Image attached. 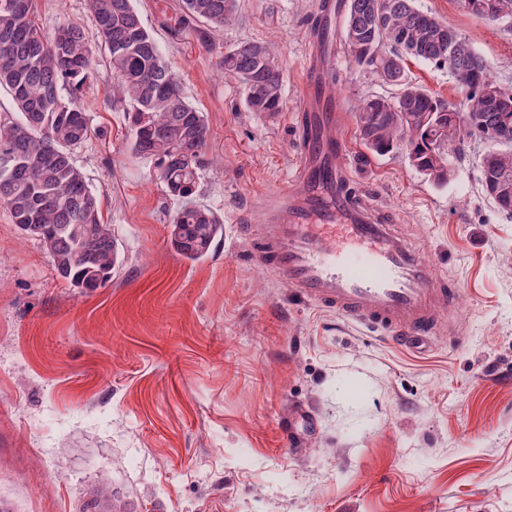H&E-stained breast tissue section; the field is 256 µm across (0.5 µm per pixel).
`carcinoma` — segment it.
<instances>
[{
    "mask_svg": "<svg viewBox=\"0 0 512 512\" xmlns=\"http://www.w3.org/2000/svg\"><path fill=\"white\" fill-rule=\"evenodd\" d=\"M458 5L485 20L512 17V0ZM88 9L112 65L113 101L127 111L130 150L154 161L156 180L178 202L170 245L186 260H202L224 231L214 212L194 200L210 134L206 117L187 100L134 0H88ZM238 9L239 0H183L184 12L214 32L233 25ZM343 28L349 61L397 90L365 96L355 106L368 151H402L418 173L443 184L448 157L479 138L500 144L479 158L483 191L512 173V91L492 97L502 87L491 77L490 62L452 25L416 0H347ZM409 58L448 69L463 100L440 99L415 83L406 71ZM221 67L242 87L246 111L265 118L281 111L276 47L240 40L224 48ZM94 69L95 50L82 25L66 21L46 31L36 21V0H0V88L10 91L16 107L0 115V204L19 232L42 244L57 275L83 291L109 286L119 260L110 225L101 220L100 194L72 156L92 135L79 91Z\"/></svg>",
    "mask_w": 512,
    "mask_h": 512,
    "instance_id": "1",
    "label": "carcinoma"
}]
</instances>
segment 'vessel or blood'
I'll return each mask as SVG.
<instances>
[{
	"instance_id": "vessel-or-blood-1",
	"label": "vessel or blood",
	"mask_w": 512,
	"mask_h": 512,
	"mask_svg": "<svg viewBox=\"0 0 512 512\" xmlns=\"http://www.w3.org/2000/svg\"><path fill=\"white\" fill-rule=\"evenodd\" d=\"M316 11L303 73L313 109L299 116L295 173L266 206L261 257L304 301L421 347L439 330L456 290L383 211L351 191L343 144L330 135L345 115L329 92L334 72L323 62L336 0H317Z\"/></svg>"
}]
</instances>
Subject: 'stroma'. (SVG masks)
<instances>
[{
    "label": "stroma",
    "mask_w": 512,
    "mask_h": 512,
    "mask_svg": "<svg viewBox=\"0 0 512 512\" xmlns=\"http://www.w3.org/2000/svg\"><path fill=\"white\" fill-rule=\"evenodd\" d=\"M208 119L200 204L223 236L205 259L170 247L175 203L129 148L99 61L82 95L97 133L74 152L119 243L108 287L81 292L0 205V512H512V217L485 196L472 139L447 183L404 154H371L336 129L351 187L403 226L459 292L450 331L424 353L296 298L258 260L265 204L300 157L301 71L316 0H240L223 32L182 22V0H135ZM454 26L512 90V22L456 0H416ZM45 29L92 30L87 0H39ZM240 39L282 54L284 101L246 112L220 67ZM336 57L346 108L390 86ZM451 101L447 70L408 60ZM314 427L299 446L296 409Z\"/></svg>",
    "instance_id": "35a3bbf8"
}]
</instances>
